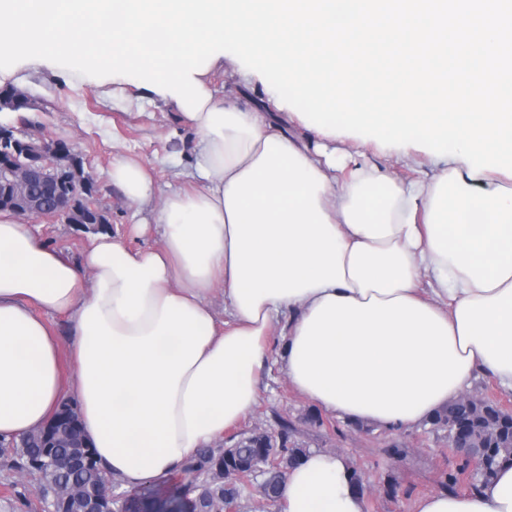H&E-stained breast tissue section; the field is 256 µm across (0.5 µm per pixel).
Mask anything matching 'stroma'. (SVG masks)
Here are the masks:
<instances>
[{
	"instance_id": "35a3bbf8",
	"label": "stroma",
	"mask_w": 512,
	"mask_h": 512,
	"mask_svg": "<svg viewBox=\"0 0 512 512\" xmlns=\"http://www.w3.org/2000/svg\"><path fill=\"white\" fill-rule=\"evenodd\" d=\"M220 93L229 94L240 108H263L284 132L309 145L323 136L304 126L298 115L281 109L262 75L242 63L225 62L209 75ZM23 92L18 130L68 142L83 160L94 181L93 202L105 215L108 228L128 246L155 245L158 235L138 234L135 226L145 211L128 203L109 177L112 158L122 154L146 164L159 191L187 185L195 164L191 146L194 130L179 112L141 90L137 84L111 77L90 78L43 59H29L0 71V89ZM354 161L377 164L402 182H411L439 167L440 158L419 146H387L352 138L336 139ZM34 231L50 246L80 260L93 227L64 219H37ZM279 318L268 336L269 359L262 376L261 397L253 412L227 429L218 446L232 447L241 433L261 426L273 435L287 433L289 442L304 451L342 455L364 491V512H415L417 501L445 490L448 476L458 473L461 458L449 447L446 431L432 423L388 429L376 424L341 420L308 401L288 383L278 361ZM0 512H42L37 475H20L0 455Z\"/></svg>"
}]
</instances>
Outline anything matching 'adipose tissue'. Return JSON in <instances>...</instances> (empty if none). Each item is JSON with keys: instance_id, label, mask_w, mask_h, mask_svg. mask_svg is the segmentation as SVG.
Here are the masks:
<instances>
[{"instance_id": "adipose-tissue-1", "label": "adipose tissue", "mask_w": 512, "mask_h": 512, "mask_svg": "<svg viewBox=\"0 0 512 512\" xmlns=\"http://www.w3.org/2000/svg\"><path fill=\"white\" fill-rule=\"evenodd\" d=\"M197 79L211 97L189 121L193 189L157 195L142 162L112 160L113 186L149 209L160 245L102 231L76 263L0 212V439L71 400L103 474L125 490L163 483L252 412L282 313L289 383L349 421L423 423L478 373L512 389V183L483 191L488 171L447 156L404 184L309 148ZM49 314L65 316L68 342ZM280 503L363 512L364 494L342 456L311 452ZM416 512H512V461Z\"/></svg>"}]
</instances>
